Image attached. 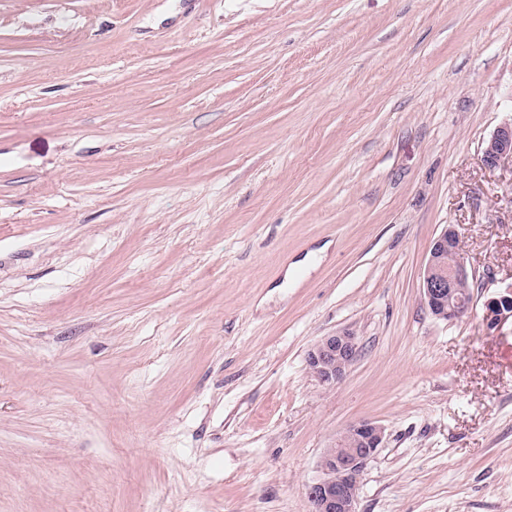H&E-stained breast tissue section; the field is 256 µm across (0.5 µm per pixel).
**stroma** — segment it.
<instances>
[{
  "label": "stroma",
  "mask_w": 512,
  "mask_h": 512,
  "mask_svg": "<svg viewBox=\"0 0 512 512\" xmlns=\"http://www.w3.org/2000/svg\"><path fill=\"white\" fill-rule=\"evenodd\" d=\"M510 119L512 0H0V512H512ZM481 162L488 169H497L505 163L512 165V119L498 126L485 140ZM470 279H473V274L460 248L458 232L453 225H448L434 239L423 272L422 295L430 314L446 322L470 314L472 294L463 298L459 289ZM511 300L512 284L504 288L497 298H493L486 304V313L483 320L488 329H497L502 323L512 319V309L510 310ZM502 303H505L504 307ZM357 351L358 343L353 332H335L322 337L309 349L307 366L321 384L333 386L353 364ZM383 437L382 426L361 420L336 438L322 456L320 478L308 487L310 512H358L360 478Z\"/></svg>",
  "instance_id": "35a3bbf8"
}]
</instances>
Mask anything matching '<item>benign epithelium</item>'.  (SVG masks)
Instances as JSON below:
<instances>
[{
    "label": "benign epithelium",
    "instance_id": "benign-epithelium-1",
    "mask_svg": "<svg viewBox=\"0 0 512 512\" xmlns=\"http://www.w3.org/2000/svg\"><path fill=\"white\" fill-rule=\"evenodd\" d=\"M481 162L488 169L512 164V121L498 126L485 140ZM473 278L467 257L460 248L456 229L448 225L434 239L422 279V295L430 314L452 322L471 313L473 297H462L460 286ZM512 319V284L486 304L483 320L496 329ZM356 336L349 330L319 339L307 353L309 371L325 386L343 378L357 357ZM383 427L371 420L350 425L324 452L320 478L308 487L311 512H358L361 475L378 448Z\"/></svg>",
    "mask_w": 512,
    "mask_h": 512
}]
</instances>
